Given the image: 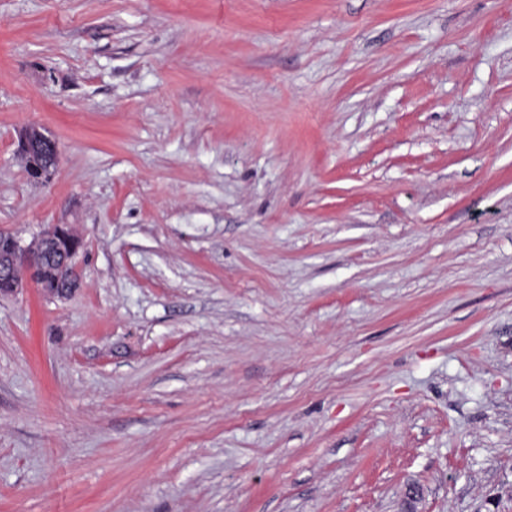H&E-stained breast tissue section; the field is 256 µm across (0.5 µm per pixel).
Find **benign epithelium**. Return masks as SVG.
I'll use <instances>...</instances> for the list:
<instances>
[{
  "mask_svg": "<svg viewBox=\"0 0 512 512\" xmlns=\"http://www.w3.org/2000/svg\"><path fill=\"white\" fill-rule=\"evenodd\" d=\"M19 150L30 158L31 174L49 177L55 172L58 161L56 142L38 127L23 130ZM81 241L63 224H55L43 230L37 240L28 246L21 245L12 235L0 234V256L8 260L0 262V292L14 293L25 286L46 288L40 282L43 266L58 269L53 287L48 292L59 297L70 296L78 286L75 257Z\"/></svg>",
  "mask_w": 512,
  "mask_h": 512,
  "instance_id": "obj_1",
  "label": "benign epithelium"
}]
</instances>
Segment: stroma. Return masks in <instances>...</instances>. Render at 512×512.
I'll use <instances>...</instances> for the list:
<instances>
[{
    "instance_id": "obj_1",
    "label": "stroma",
    "mask_w": 512,
    "mask_h": 512,
    "mask_svg": "<svg viewBox=\"0 0 512 512\" xmlns=\"http://www.w3.org/2000/svg\"><path fill=\"white\" fill-rule=\"evenodd\" d=\"M48 224L0 512H512V0H0V233ZM19 150L30 158L31 174L34 177L47 178L55 172L58 161L56 142L38 127L30 126L23 130Z\"/></svg>"
}]
</instances>
